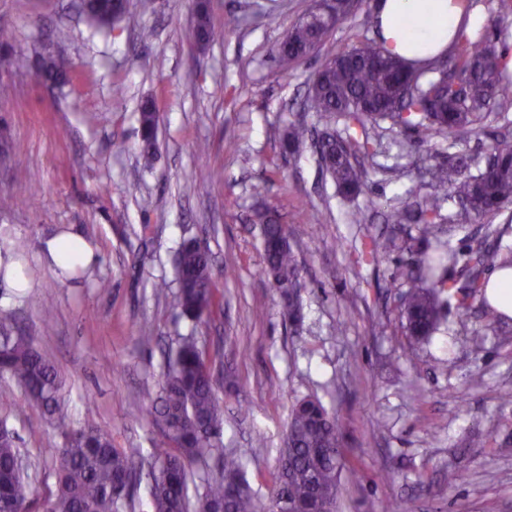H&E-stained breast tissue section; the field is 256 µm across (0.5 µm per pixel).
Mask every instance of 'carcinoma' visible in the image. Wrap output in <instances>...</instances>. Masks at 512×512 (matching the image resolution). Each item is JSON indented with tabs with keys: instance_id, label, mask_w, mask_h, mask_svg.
<instances>
[{
	"instance_id": "1",
	"label": "carcinoma",
	"mask_w": 512,
	"mask_h": 512,
	"mask_svg": "<svg viewBox=\"0 0 512 512\" xmlns=\"http://www.w3.org/2000/svg\"><path fill=\"white\" fill-rule=\"evenodd\" d=\"M128 0H81L80 13L90 26H112L123 17ZM331 30L329 23L317 26L301 20L284 33L274 52V61L286 73L321 45ZM193 36L200 47L213 42L218 33L210 22L207 4L198 3ZM448 64L467 80L460 96L438 86L437 68L416 73L417 89L405 94L403 81L410 69L386 50L377 39L365 37L350 50L327 57L313 73L307 88V111L314 113L323 133L314 143L319 163L345 196L360 192L367 178L358 157L370 150L366 123L389 118L403 130L444 136L453 144L483 131L489 101L512 104V68L502 54L487 42L461 30ZM69 68L61 57L46 56L39 74L59 81ZM348 121L343 132L333 126L338 118ZM158 119L146 104L140 112L141 153L150 160L156 149ZM358 127L355 132L352 127ZM309 137L301 123H292L282 136L288 154L300 152ZM491 160L477 173L471 158L450 154L448 161L427 169L432 191L421 196L416 208L392 205L384 215L387 224L421 225L422 238L437 244L436 255L423 251L412 258L401 292L402 328L414 344H421L437 330L450 297L460 317L478 308L485 329L507 334L504 315L487 298V272L512 268V248L504 247L497 231L486 229L472 238L464 252L442 241L443 204L458 205L456 221L469 224L489 219L512 205V143L498 141ZM263 239V272L276 291L285 317L299 322L297 301L298 266L288 242V227L277 211L259 215ZM461 266L463 279L449 276V268ZM177 307L183 317L199 321L218 305L211 256L196 240L182 243L176 267ZM11 313L0 310V375L13 379L27 401L51 420L64 414L62 380L56 368L25 336H13ZM152 421L165 439L154 462L146 463L139 448H116L105 429L88 424L69 432L57 449L56 491L48 500L50 512H136L145 496L147 512H277L279 500L288 507L323 504L336 512V499L344 471L356 472L341 448V425L317 398L296 401L290 410L285 447L274 478L275 491L269 503L250 491L241 465L243 452L227 450L223 440L224 411L216 394L207 354L196 336H181L169 359L162 390L149 408ZM17 437L0 417V512H31L25 477L17 466ZM206 455L224 458V469L201 478L202 491L191 499L194 465Z\"/></svg>"
}]
</instances>
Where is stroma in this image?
Returning <instances> with one entry per match:
<instances>
[{
	"label": "stroma",
	"mask_w": 512,
	"mask_h": 512,
	"mask_svg": "<svg viewBox=\"0 0 512 512\" xmlns=\"http://www.w3.org/2000/svg\"><path fill=\"white\" fill-rule=\"evenodd\" d=\"M78 0H0V252L27 245L23 288L0 283V309L15 334L30 337L66 386L65 421H50L0 376V401L13 405L36 503L55 489L64 434L89 423L118 448L152 455L164 444L147 410L161 392L164 351L196 335L212 354L224 407V445L243 449L252 492L269 500L292 404L319 398L342 424V446L357 463L342 482L339 512H512V334H487L477 315L448 319L430 342L410 345L398 294L418 224H386L383 213L406 190L426 194L425 168L450 151L484 158L495 139L512 140V105H492L481 138L448 142L405 132L391 121L371 128L362 158L367 186L338 195L311 149L283 154L291 123L314 124L303 109L307 84L328 56L372 36L374 0L326 36L316 53L281 73L273 51L311 0H207L221 37L207 49L192 38L198 0H129L101 34ZM475 34L512 51V0H471ZM44 52L68 57L65 81L37 79ZM25 54L27 68L13 64ZM159 113L152 164L140 155L143 103ZM209 151L199 156L197 145ZM266 186L263 195L253 187ZM277 208L298 261L303 320L292 327L262 273L259 212ZM364 223H355L357 215ZM74 229L96 247V262L65 276L41 258L45 240ZM397 249L362 257L372 241ZM204 243L222 295L199 324L181 319L172 296L183 241ZM109 288H100V281ZM54 308L43 323L42 304ZM151 344H143V337Z\"/></svg>",
	"instance_id": "35a3bbf8"
}]
</instances>
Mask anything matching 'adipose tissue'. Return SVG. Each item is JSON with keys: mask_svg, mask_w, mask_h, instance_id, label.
I'll return each instance as SVG.
<instances>
[{"mask_svg": "<svg viewBox=\"0 0 512 512\" xmlns=\"http://www.w3.org/2000/svg\"><path fill=\"white\" fill-rule=\"evenodd\" d=\"M374 15L385 48L415 67L446 55L467 22L460 0H376ZM414 17L421 18V25H411ZM43 251L47 262L64 272L89 265L94 257L92 245L71 231L47 239Z\"/></svg>", "mask_w": 512, "mask_h": 512, "instance_id": "adipose-tissue-1", "label": "adipose tissue"}]
</instances>
